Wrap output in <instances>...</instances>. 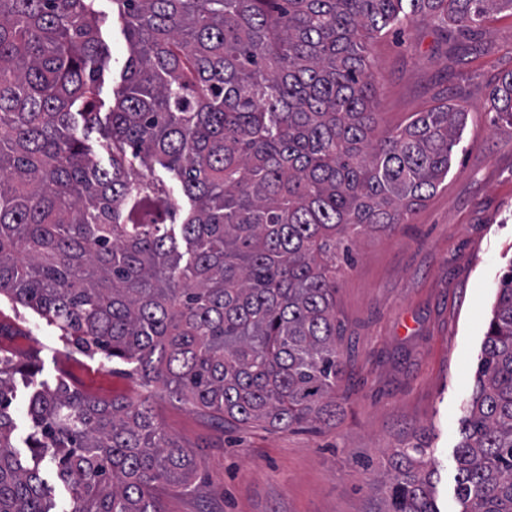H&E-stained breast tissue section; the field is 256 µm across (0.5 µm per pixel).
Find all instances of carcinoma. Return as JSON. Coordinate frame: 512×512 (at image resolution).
<instances>
[{
	"instance_id": "cac0c4a2",
	"label": "carcinoma",
	"mask_w": 512,
	"mask_h": 512,
	"mask_svg": "<svg viewBox=\"0 0 512 512\" xmlns=\"http://www.w3.org/2000/svg\"><path fill=\"white\" fill-rule=\"evenodd\" d=\"M129 55L115 104L96 0H0V298L143 387L221 420L288 430L336 414L337 261L448 178L469 111L443 102L378 132L370 44L415 22L465 35L512 0H115ZM512 126V71L488 91ZM102 131L106 160L89 131ZM172 172L189 205L140 177ZM0 357V512H51L13 444L31 387L32 458L71 512H160L197 461L143 401L104 404ZM465 439L463 512H512V267L497 287ZM384 512H438L427 449L401 448ZM15 383V397L11 408L12 417L15 422L14 444L21 452L22 457H25L32 466L33 462L26 444L27 438L32 431V424L27 415L28 396L31 388L24 386L20 375H16ZM42 476L51 486V498L55 504L54 511H70V494L68 488L55 476L52 469L46 463H40Z\"/></svg>"
}]
</instances>
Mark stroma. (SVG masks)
Here are the masks:
<instances>
[{
  "label": "stroma",
  "instance_id": "stroma-1",
  "mask_svg": "<svg viewBox=\"0 0 512 512\" xmlns=\"http://www.w3.org/2000/svg\"><path fill=\"white\" fill-rule=\"evenodd\" d=\"M111 53L100 97L111 103L127 58L114 0H97ZM379 125L442 101L466 105L448 178L393 234L365 231L336 270L337 346L345 373L336 418L316 431L223 423L167 394H144L158 426L192 450L191 484H162L161 512H380L374 481L392 449L423 443L438 512H461L456 451L501 274L512 268V126L492 124L489 84L512 70V14L481 34L422 23L373 43ZM0 350L35 356L40 379L104 401L140 393L128 367L87 357L30 310L0 304Z\"/></svg>",
  "mask_w": 512,
  "mask_h": 512
}]
</instances>
